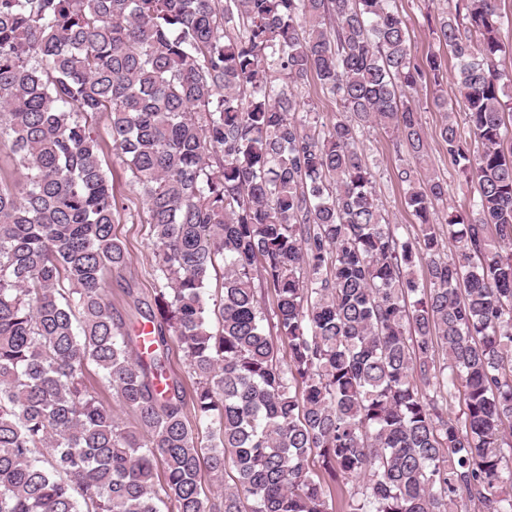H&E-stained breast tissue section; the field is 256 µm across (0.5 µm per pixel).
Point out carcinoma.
Masks as SVG:
<instances>
[{
	"mask_svg": "<svg viewBox=\"0 0 512 512\" xmlns=\"http://www.w3.org/2000/svg\"><path fill=\"white\" fill-rule=\"evenodd\" d=\"M452 2L435 34L466 136L445 56L416 55L396 0H0V149L24 170L0 177V512H336L331 488L360 476L343 512H512V74L500 0ZM311 78L336 100L327 130L297 117ZM428 87L476 191L448 250V182L395 168L405 234L359 145L375 125L423 158L406 94ZM98 112L152 228L142 323L107 299L128 255ZM441 51H443V53L447 56V59H448V83H447V86L445 87L446 90H447V95H448V104L449 105H453V108H454V111L457 113V118H458V121L460 122V125L461 127H466L465 124H463V118H464V107H463V103H462V98L456 88V86L454 85L453 83V79H452V75H453V70H454V66H455V60L453 59V57L451 56L450 53H448V51L444 48L442 49L441 47ZM85 375L88 384L93 386L98 392L99 397L107 404L112 405L113 413L121 420V422L128 426L134 423V416L128 410L121 408L113 399L112 391L108 389L105 383L102 381V375L93 364H87L85 366Z\"/></svg>",
	"mask_w": 512,
	"mask_h": 512,
	"instance_id": "1",
	"label": "carcinoma"
}]
</instances>
